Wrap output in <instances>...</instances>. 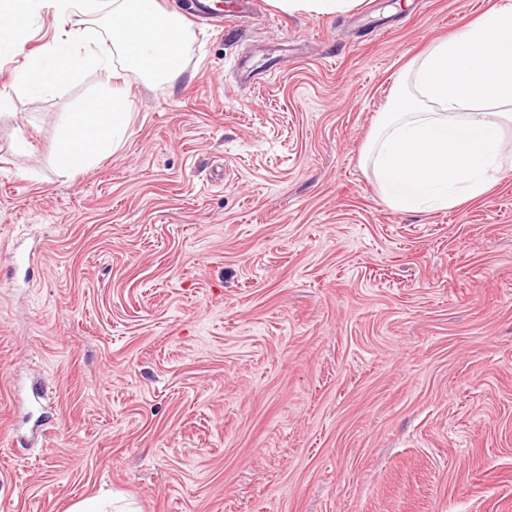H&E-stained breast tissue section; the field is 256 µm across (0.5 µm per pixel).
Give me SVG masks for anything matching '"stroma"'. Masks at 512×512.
I'll return each mask as SVG.
<instances>
[{
    "label": "stroma",
    "mask_w": 512,
    "mask_h": 512,
    "mask_svg": "<svg viewBox=\"0 0 512 512\" xmlns=\"http://www.w3.org/2000/svg\"><path fill=\"white\" fill-rule=\"evenodd\" d=\"M495 2L159 0L188 58L125 74L129 130L78 173L57 123L104 73L15 80L100 15L37 7L0 58V512H512V177L399 212L361 163L403 68ZM273 5L283 12H306L315 15L347 12L357 7L361 0H273ZM122 499L94 497L74 504L69 512H137L132 503H122Z\"/></svg>",
    "instance_id": "stroma-1"
}]
</instances>
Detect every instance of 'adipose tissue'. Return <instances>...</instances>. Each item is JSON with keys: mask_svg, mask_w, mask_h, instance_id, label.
Returning <instances> with one entry per match:
<instances>
[{"mask_svg": "<svg viewBox=\"0 0 512 512\" xmlns=\"http://www.w3.org/2000/svg\"><path fill=\"white\" fill-rule=\"evenodd\" d=\"M130 123L121 88L62 116L57 160L71 171L118 148ZM512 124V0L469 18L412 62L377 117L363 160L384 203L408 212L483 198L505 165Z\"/></svg>", "mask_w": 512, "mask_h": 512, "instance_id": "ef3b65f1", "label": "adipose tissue"}]
</instances>
